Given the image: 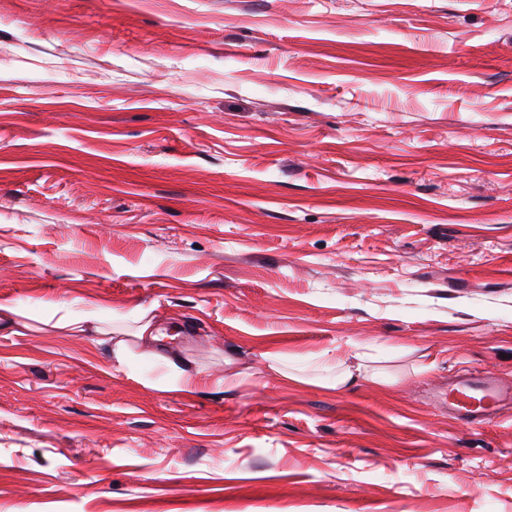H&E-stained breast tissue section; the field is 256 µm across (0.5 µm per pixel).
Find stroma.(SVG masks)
<instances>
[{"label":"stroma","mask_w":512,"mask_h":512,"mask_svg":"<svg viewBox=\"0 0 512 512\" xmlns=\"http://www.w3.org/2000/svg\"><path fill=\"white\" fill-rule=\"evenodd\" d=\"M0 302V512H512V0H0ZM511 402V387L486 375L461 377L448 385L449 413L465 423L491 422Z\"/></svg>","instance_id":"obj_1"}]
</instances>
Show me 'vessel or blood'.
<instances>
[{"instance_id": "b4317fda", "label": "vessel or blood", "mask_w": 512, "mask_h": 512, "mask_svg": "<svg viewBox=\"0 0 512 512\" xmlns=\"http://www.w3.org/2000/svg\"><path fill=\"white\" fill-rule=\"evenodd\" d=\"M509 404L512 388L482 374L459 378L448 386L449 413L465 423L493 421Z\"/></svg>"}]
</instances>
